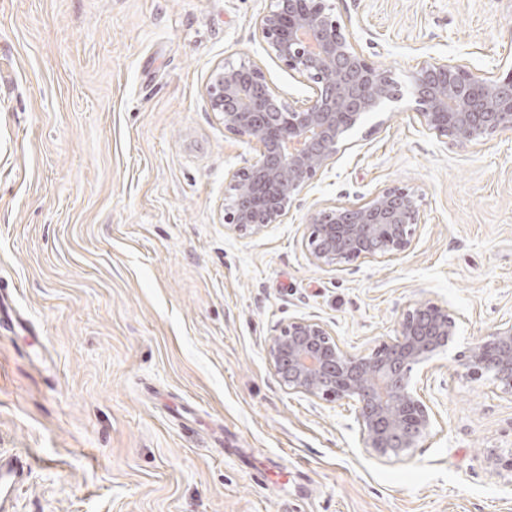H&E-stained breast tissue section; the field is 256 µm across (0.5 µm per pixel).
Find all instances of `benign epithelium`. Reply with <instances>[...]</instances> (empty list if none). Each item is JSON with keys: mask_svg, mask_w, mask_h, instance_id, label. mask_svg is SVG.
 I'll return each mask as SVG.
<instances>
[{"mask_svg": "<svg viewBox=\"0 0 512 512\" xmlns=\"http://www.w3.org/2000/svg\"><path fill=\"white\" fill-rule=\"evenodd\" d=\"M269 51L306 88L285 99L254 63L216 67L207 88L224 130L251 143L256 159L228 173L224 223L252 234L278 224L348 135L402 99L391 71L357 51L326 0H271L257 21ZM412 110L425 126L460 145L512 133V68L481 76L466 66L423 60L410 79ZM422 197L393 185L370 199L317 210L305 246L311 261L340 267L355 260L390 262L412 244ZM448 308L422 302L401 314L396 335L370 352H353L319 319L295 318L267 346L275 377L290 393L350 401L363 448L379 457L415 448L434 414L412 373L443 352L457 333ZM466 374L490 376L512 397V325L478 338L461 362Z\"/></svg>", "mask_w": 512, "mask_h": 512, "instance_id": "benign-epithelium-1", "label": "benign epithelium"}]
</instances>
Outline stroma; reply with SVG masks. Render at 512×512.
I'll list each match as a JSON object with an SVG mask.
<instances>
[{"label":"stroma","mask_w":512,"mask_h":512,"mask_svg":"<svg viewBox=\"0 0 512 512\" xmlns=\"http://www.w3.org/2000/svg\"><path fill=\"white\" fill-rule=\"evenodd\" d=\"M400 84L424 60L512 65V0H328ZM270 0H0V453L12 512H512V398L460 361L512 323V134L460 147L399 108L354 131L282 223L224 222L256 153L206 87L221 63L304 87L258 35ZM422 197L392 262L314 265L318 208ZM431 300L458 317L416 372L434 413L378 457L355 408L280 386L266 349L317 318L351 351ZM31 467V462L26 458L17 459L15 463L0 464V504L2 510H4V503L21 488L25 475Z\"/></svg>","instance_id":"stroma-1"}]
</instances>
